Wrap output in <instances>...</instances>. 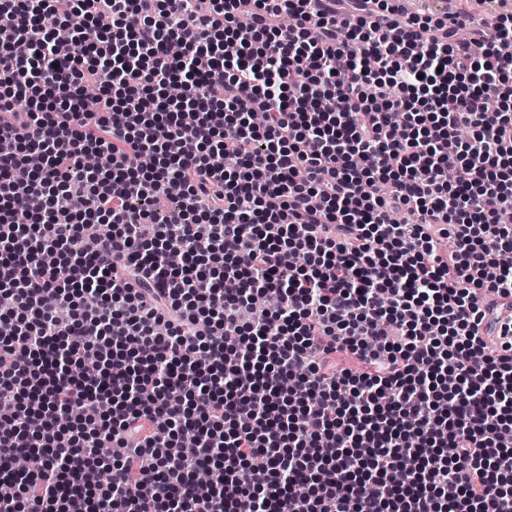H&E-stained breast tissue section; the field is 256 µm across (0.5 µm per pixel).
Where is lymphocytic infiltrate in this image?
Returning a JSON list of instances; mask_svg holds the SVG:
<instances>
[{
  "mask_svg": "<svg viewBox=\"0 0 512 512\" xmlns=\"http://www.w3.org/2000/svg\"><path fill=\"white\" fill-rule=\"evenodd\" d=\"M252 2L0 0V512H512V9Z\"/></svg>",
  "mask_w": 512,
  "mask_h": 512,
  "instance_id": "f902f5d3",
  "label": "lymphocytic infiltrate"
}]
</instances>
